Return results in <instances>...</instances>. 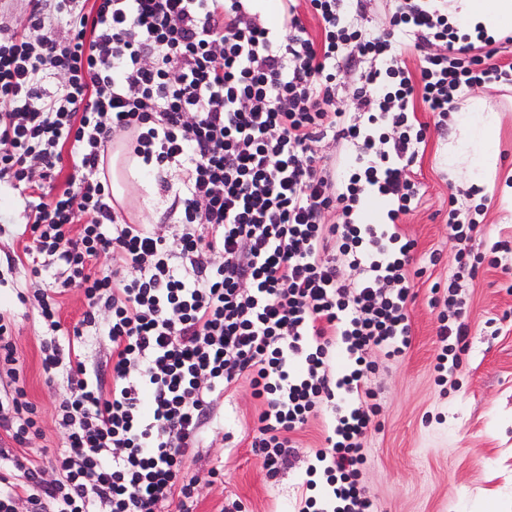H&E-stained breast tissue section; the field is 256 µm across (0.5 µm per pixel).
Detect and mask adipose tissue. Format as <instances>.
<instances>
[{"label": "adipose tissue", "instance_id": "obj_1", "mask_svg": "<svg viewBox=\"0 0 512 512\" xmlns=\"http://www.w3.org/2000/svg\"><path fill=\"white\" fill-rule=\"evenodd\" d=\"M448 19L460 34L496 38L512 32V0H448ZM456 119L463 137L449 148L448 167L465 164L473 182H480L497 164L500 118L471 97L457 110Z\"/></svg>", "mask_w": 512, "mask_h": 512}]
</instances>
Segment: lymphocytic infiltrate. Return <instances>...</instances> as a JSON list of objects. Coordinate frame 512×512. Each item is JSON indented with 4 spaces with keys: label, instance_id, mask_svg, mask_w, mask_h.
I'll list each match as a JSON object with an SVG mask.
<instances>
[{
    "label": "lymphocytic infiltrate",
    "instance_id": "1",
    "mask_svg": "<svg viewBox=\"0 0 512 512\" xmlns=\"http://www.w3.org/2000/svg\"><path fill=\"white\" fill-rule=\"evenodd\" d=\"M260 2L26 0L31 27L67 38L0 35V180L26 199L24 257L36 275L59 268L56 292L82 289L88 305L64 343L58 305H41L43 367H66L70 383L58 477L29 495L0 471V512L23 496L30 512H156L172 500L191 512L196 482L184 465L214 403L243 377L271 479L292 462L290 432L333 404L315 452L330 493L299 512H379L361 481L362 441L381 410L366 353L391 360L410 344L416 242L397 220L420 202L415 104L447 116L463 90L511 85L512 64H494L490 36L456 46L446 0H396L390 24L413 34L415 74L343 0H309L317 38L293 0L274 22ZM353 57L367 62L354 115L337 109L334 90ZM119 137L172 194L173 235L114 208L103 165ZM327 138L356 149L338 179L315 151ZM65 164L67 186L49 196ZM172 168L180 183L167 180ZM103 256L111 265L98 266ZM474 274L462 248L448 281L431 287L447 306L437 373L466 349L459 288ZM100 319L112 342L106 379L80 348ZM340 347L351 360L343 372ZM0 430L20 446L37 433L24 387L0 397Z\"/></svg>",
    "mask_w": 512,
    "mask_h": 512
}]
</instances>
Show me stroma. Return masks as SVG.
Listing matches in <instances>:
<instances>
[{
	"label": "stroma",
	"instance_id": "obj_1",
	"mask_svg": "<svg viewBox=\"0 0 512 512\" xmlns=\"http://www.w3.org/2000/svg\"><path fill=\"white\" fill-rule=\"evenodd\" d=\"M488 108L499 113V164L479 191L467 173L448 174V146L460 135L455 121L439 124L436 114L416 103L425 125V149L413 164L421 200L401 216L402 233L417 242L418 254L438 253L415 277L407 305L411 346L397 360H380L369 385L378 394L380 425L363 441L367 456L362 483L382 512H512V269L482 263L474 279L463 282L469 323L467 350L459 366L438 383L433 370L439 348L441 305L432 303L430 285L447 280L459 244L448 235L450 206L479 208L470 246L496 241L512 249V208L500 188L512 177V87L481 88ZM169 205L157 185L134 182L122 212L129 222L149 223ZM19 224L0 227V315L11 324L16 373L0 368V395L23 384L38 412L40 433L20 447L0 431V448L36 461L43 479L57 478L54 456L64 435L57 406L69 390L65 373L47 374L42 340L48 331L38 320L37 284L29 267L9 270L8 259L22 255L25 237ZM258 408L247 380L219 398L194 457L185 463L196 481L194 512H221L238 500L247 512H295L306 489L305 471L316 449L324 447L333 418L329 404L292 433L291 468L269 479L251 450Z\"/></svg>",
	"mask_w": 512,
	"mask_h": 512
}]
</instances>
